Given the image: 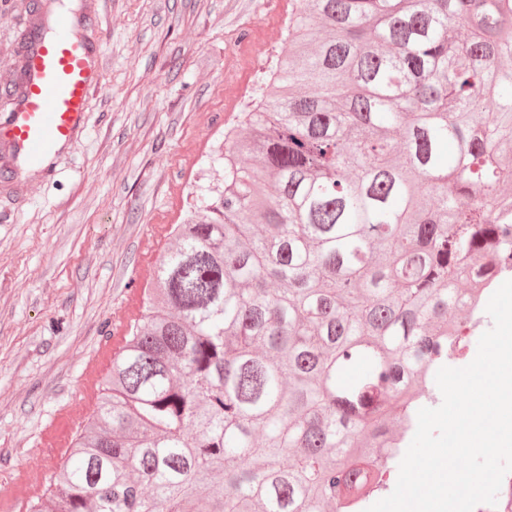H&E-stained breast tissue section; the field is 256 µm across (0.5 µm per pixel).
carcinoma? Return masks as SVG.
I'll return each mask as SVG.
<instances>
[{
    "label": "carcinoma",
    "instance_id": "carcinoma-1",
    "mask_svg": "<svg viewBox=\"0 0 512 512\" xmlns=\"http://www.w3.org/2000/svg\"><path fill=\"white\" fill-rule=\"evenodd\" d=\"M287 39L25 512H362L512 270V0H294Z\"/></svg>",
    "mask_w": 512,
    "mask_h": 512
}]
</instances>
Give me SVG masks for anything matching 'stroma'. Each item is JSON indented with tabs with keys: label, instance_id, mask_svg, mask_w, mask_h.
<instances>
[{
	"label": "stroma",
	"instance_id": "obj_1",
	"mask_svg": "<svg viewBox=\"0 0 512 512\" xmlns=\"http://www.w3.org/2000/svg\"><path fill=\"white\" fill-rule=\"evenodd\" d=\"M104 81L50 173L0 169V512H24L93 411L133 287L206 153L285 48L293 0H65ZM28 24L0 0V87Z\"/></svg>",
	"mask_w": 512,
	"mask_h": 512
}]
</instances>
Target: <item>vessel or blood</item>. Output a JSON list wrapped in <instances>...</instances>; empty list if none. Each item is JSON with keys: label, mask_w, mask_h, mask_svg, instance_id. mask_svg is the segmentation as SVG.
Listing matches in <instances>:
<instances>
[{"label": "vessel or blood", "mask_w": 512, "mask_h": 512, "mask_svg": "<svg viewBox=\"0 0 512 512\" xmlns=\"http://www.w3.org/2000/svg\"><path fill=\"white\" fill-rule=\"evenodd\" d=\"M96 38L63 18L25 62L22 98L0 122V151L35 168L74 145L85 128L86 104L103 83Z\"/></svg>", "instance_id": "obj_1"}]
</instances>
